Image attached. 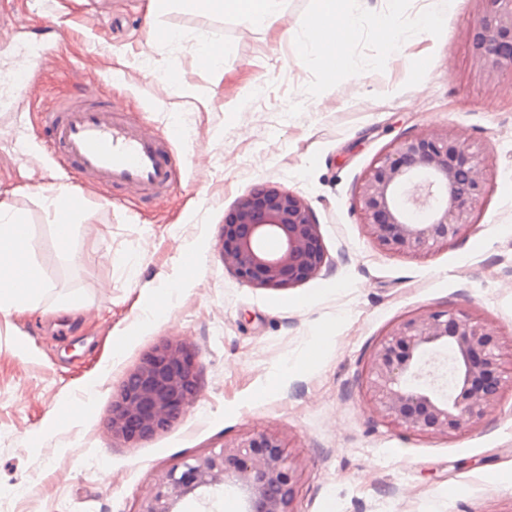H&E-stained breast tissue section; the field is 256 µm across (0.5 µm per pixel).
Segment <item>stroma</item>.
<instances>
[{"label":"stroma","instance_id":"obj_1","mask_svg":"<svg viewBox=\"0 0 512 512\" xmlns=\"http://www.w3.org/2000/svg\"><path fill=\"white\" fill-rule=\"evenodd\" d=\"M149 7L112 0L105 17L88 0H0V40L62 33L37 105L0 113V199L26 216L50 286L0 313V512H135L159 470L268 429L305 464L297 512H512V387L479 427L447 439L381 421L362 379L392 323L446 307L492 323L512 376V79L473 75L465 31L478 0H339L358 24L336 51L362 67L332 73L302 43L320 0H283L282 19L258 27L183 0L152 31ZM389 19L407 30L396 51L378 29ZM203 40L223 67L204 62ZM87 83L148 126L179 127L172 150L207 152L205 173L185 169L152 203L99 201L42 143L40 105ZM447 126L490 156L475 227L421 255L377 247L352 205L364 171L396 140ZM261 181L308 201L330 258L285 291L242 283L216 250L225 212ZM63 188L79 223L68 245L42 207ZM62 297L78 311L53 314ZM169 337L198 355L195 403L136 447L114 443L113 392Z\"/></svg>","mask_w":512,"mask_h":512}]
</instances>
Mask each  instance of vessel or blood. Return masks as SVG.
<instances>
[{"mask_svg": "<svg viewBox=\"0 0 512 512\" xmlns=\"http://www.w3.org/2000/svg\"><path fill=\"white\" fill-rule=\"evenodd\" d=\"M51 39L12 43L0 59V112H21L45 60ZM48 146L76 178L106 192L124 190L148 200L167 197L180 180L182 163L168 135L126 115L96 85L80 87L43 114Z\"/></svg>", "mask_w": 512, "mask_h": 512, "instance_id": "obj_1", "label": "vessel or blood"}]
</instances>
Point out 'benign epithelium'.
I'll list each match as a JSON object with an SVG mask.
<instances>
[{
  "instance_id": "7a95c632",
  "label": "benign epithelium",
  "mask_w": 512,
  "mask_h": 512,
  "mask_svg": "<svg viewBox=\"0 0 512 512\" xmlns=\"http://www.w3.org/2000/svg\"><path fill=\"white\" fill-rule=\"evenodd\" d=\"M483 4L466 37L478 77L512 75V0ZM489 155L448 128L394 142L358 183L353 207L367 236L388 251L442 248L474 226L486 194ZM277 241L273 251L264 246ZM224 268L253 288L287 290L328 264L318 219L299 193L262 181L224 214L217 241ZM364 382L372 412L409 433L450 438L477 428L499 406L500 344L483 318L427 309L394 322L373 346ZM198 355L165 338L128 370L112 394L106 427L128 447L170 428L194 403ZM277 430L248 433L161 470L137 512H178L188 497L230 491L242 512H296L300 458Z\"/></svg>"
}]
</instances>
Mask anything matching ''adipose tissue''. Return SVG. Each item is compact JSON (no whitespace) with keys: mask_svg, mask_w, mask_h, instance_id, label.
<instances>
[{"mask_svg":"<svg viewBox=\"0 0 512 512\" xmlns=\"http://www.w3.org/2000/svg\"><path fill=\"white\" fill-rule=\"evenodd\" d=\"M230 11L247 25L277 22L283 15L282 0H193ZM25 215L8 201L0 200V313H10L39 301L44 285L40 265L30 248Z\"/></svg>","mask_w":512,"mask_h":512,"instance_id":"adipose-tissue-1","label":"adipose tissue"}]
</instances>
